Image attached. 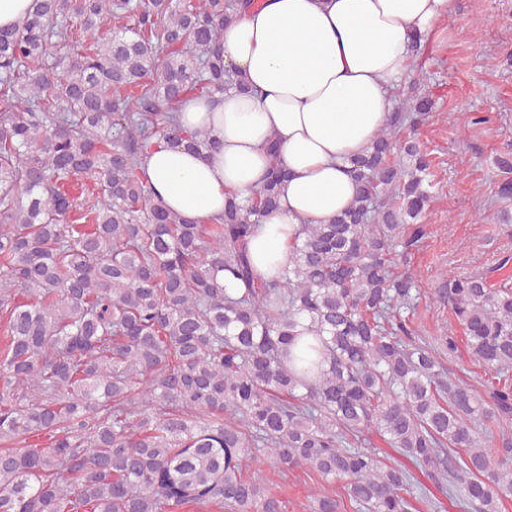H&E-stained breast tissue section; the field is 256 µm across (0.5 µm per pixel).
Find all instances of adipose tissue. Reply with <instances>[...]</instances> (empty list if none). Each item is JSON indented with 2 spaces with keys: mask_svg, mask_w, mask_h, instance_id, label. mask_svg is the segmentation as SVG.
Masks as SVG:
<instances>
[{
  "mask_svg": "<svg viewBox=\"0 0 512 512\" xmlns=\"http://www.w3.org/2000/svg\"><path fill=\"white\" fill-rule=\"evenodd\" d=\"M453 7L454 0H260L222 39L224 62L247 92L180 104L179 125L207 134L215 148H150L141 167L155 198L207 224L223 215L228 195L250 196L279 160L288 172L279 206L248 245L258 274L273 276L301 225L329 223L352 204L350 158L386 123L416 59L414 42Z\"/></svg>",
  "mask_w": 512,
  "mask_h": 512,
  "instance_id": "obj_1",
  "label": "adipose tissue"
}]
</instances>
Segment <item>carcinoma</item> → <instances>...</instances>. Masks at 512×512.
Returning a JSON list of instances; mask_svg holds the SVG:
<instances>
[{
    "label": "carcinoma",
    "instance_id": "cac0c4a2",
    "mask_svg": "<svg viewBox=\"0 0 512 512\" xmlns=\"http://www.w3.org/2000/svg\"><path fill=\"white\" fill-rule=\"evenodd\" d=\"M258 0H32L0 28V512H284L260 473L300 468L342 496L313 512H460L512 501V256L442 275L486 397L447 370L459 338L413 325L412 273L435 192L417 93L351 160V206L305 224L278 277L247 241L277 206L273 160L247 203L192 224L139 159L162 140L214 143L174 112L231 84L221 38ZM512 198V154L496 158ZM238 282L226 292L218 272ZM314 334L316 374L293 352ZM502 432V447L483 446ZM377 433L413 468L387 465Z\"/></svg>",
    "mask_w": 512,
    "mask_h": 512
}]
</instances>
